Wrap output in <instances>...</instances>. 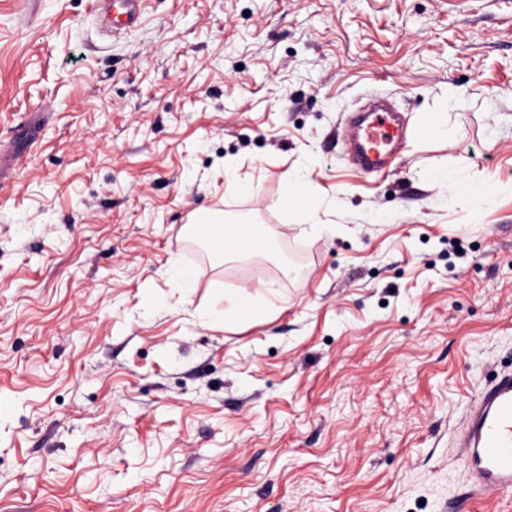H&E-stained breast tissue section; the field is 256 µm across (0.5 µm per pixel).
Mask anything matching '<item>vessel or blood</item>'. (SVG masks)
<instances>
[{
  "label": "vessel or blood",
  "instance_id": "1",
  "mask_svg": "<svg viewBox=\"0 0 512 512\" xmlns=\"http://www.w3.org/2000/svg\"><path fill=\"white\" fill-rule=\"evenodd\" d=\"M354 153L366 172L383 169L390 158L389 145L403 143L407 128L399 113L383 109L355 113ZM195 233L209 249L223 251L238 234L230 224L197 219ZM461 476L476 494L495 498L512 490V374L498 378L478 400L459 441Z\"/></svg>",
  "mask_w": 512,
  "mask_h": 512
}]
</instances>
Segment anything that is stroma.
I'll list each match as a JSON object with an SVG mask.
<instances>
[{"instance_id": "obj_1", "label": "stroma", "mask_w": 512, "mask_h": 512, "mask_svg": "<svg viewBox=\"0 0 512 512\" xmlns=\"http://www.w3.org/2000/svg\"><path fill=\"white\" fill-rule=\"evenodd\" d=\"M0 148V512H512L456 443L512 369V0H0ZM209 212L268 253L185 248ZM351 126L357 165L365 172L383 169L391 154L386 147L393 143L401 145L407 134L399 113L383 109L355 113ZM303 194L304 189L300 179L293 174H287L283 179L281 204L287 209L305 207L306 200ZM224 300L228 302V307L224 308V323L229 320L241 318L244 316H262L266 308L259 305L251 292L246 288L238 291L236 295L228 297L225 295Z\"/></svg>"}]
</instances>
